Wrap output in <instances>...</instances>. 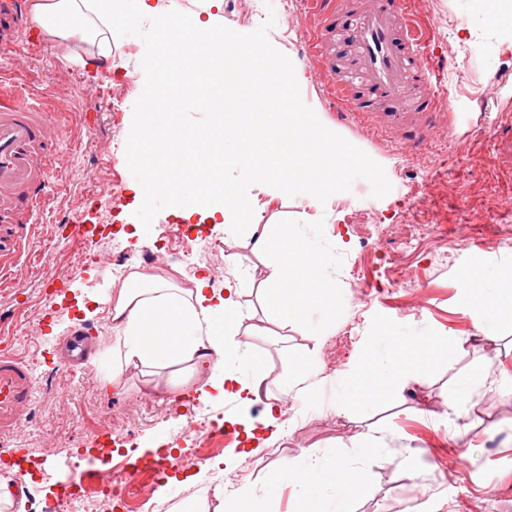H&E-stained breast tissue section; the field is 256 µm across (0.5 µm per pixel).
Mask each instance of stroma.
<instances>
[{
  "label": "stroma",
  "instance_id": "35a3bbf8",
  "mask_svg": "<svg viewBox=\"0 0 512 512\" xmlns=\"http://www.w3.org/2000/svg\"><path fill=\"white\" fill-rule=\"evenodd\" d=\"M412 2L416 19L429 31L424 57L447 64L435 89L454 107L419 147L381 137L365 120L337 118L332 81L307 51L306 39L318 22L305 0H245L220 13L230 44L251 45L271 56L274 66L303 71V81L289 87V96L359 157L381 165L376 176L350 174L338 190L320 197L274 196L269 186L240 184L241 194L255 202L260 223L318 225L334 250L333 276L345 300L317 335L296 326L283 336L253 340L266 381L287 378L291 364L310 356L318 365L314 382L326 388L353 375L383 328L422 331L447 347L443 356L425 360L418 381L399 384L391 397L348 415L328 405L311 409L304 392L288 390L295 410L289 431L252 454L244 453V436L236 434L231 448L219 452L220 471L201 462L183 469L179 457L187 449L188 417L205 407L226 420L258 418L267 389L244 407L231 395L210 401L196 394L176 404L146 395L135 379L118 391L102 384L111 359L99 299L112 280V245L139 256L169 222L155 201L137 202L129 188L152 151L148 139H132L134 115L153 87L152 19H141L137 32L116 34L111 58L95 63L85 46L69 51L40 40L35 31L0 54V93H19L37 104L60 138L59 159L44 190L46 206L19 267L0 284V343L11 340L39 385L27 419L0 438V468L12 466L10 448L45 455L33 479L44 496H53L50 474L56 465L89 447L99 433L117 436L134 423L141 429V448L164 444L172 450L168 483L139 512H218L213 490L223 485L225 471L242 472L241 487L258 494L269 472L305 453H337L362 465L373 492L353 501L352 512H512V316L484 324L454 265L419 235L422 225L434 224L451 239L467 224L472 265L512 259V53L499 51L473 0ZM461 24L470 28L468 40L455 36ZM116 71L132 76V90L113 82ZM93 95L104 96L106 106L90 107ZM116 182L126 187L118 201L110 196ZM489 211L500 214L499 223H484ZM72 223L92 230L83 248L72 243ZM188 225L222 243L217 265L243 276L264 260L243 227L194 218ZM414 270L420 271L421 284L390 285V278ZM362 289L370 302L354 304ZM48 306L49 318L43 315ZM86 325L92 328L96 362L86 369H50V352L59 340ZM347 331L353 339L345 346L341 338ZM486 367L494 368L500 393L488 396L470 388L463 397L468 415L455 419L448 401L464 378ZM369 434L378 437L380 451L366 460L360 447Z\"/></svg>",
  "mask_w": 512,
  "mask_h": 512
}]
</instances>
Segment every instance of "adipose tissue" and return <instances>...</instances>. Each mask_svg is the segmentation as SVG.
Returning <instances> with one entry per match:
<instances>
[{"instance_id": "ef3b65f1", "label": "adipose tissue", "mask_w": 512, "mask_h": 512, "mask_svg": "<svg viewBox=\"0 0 512 512\" xmlns=\"http://www.w3.org/2000/svg\"><path fill=\"white\" fill-rule=\"evenodd\" d=\"M30 10L47 40L65 47L84 43L103 58L112 54L113 31L130 28L145 17L156 18L162 37L152 67L161 95L170 99L181 94L175 75L189 68L209 71L212 63L224 58V25L213 15L204 19L197 13L166 14L152 0H31ZM267 88L263 111L212 113L211 129L203 134L178 129L172 114L154 104L137 118L138 132L167 128L159 147H166L169 133L174 132L185 152L210 143L216 130L230 134L223 175L183 188L170 212L184 218L195 213L224 219L232 215L246 223L255 248L270 256L259 279L264 316L243 311L240 285L229 284L216 293L202 279L182 286L162 269L132 270L106 294V320L112 333L107 386L119 390L137 376L148 389L166 392L201 379L216 396L231 393L247 405L259 390L263 371L262 361L249 348V338L266 335L271 323L282 328L304 325L311 301L321 309L323 322L334 320L342 299L330 275L333 252L323 245L314 225L292 224L277 234L271 225L258 223L249 200L239 193L238 181L270 182L286 193H315L339 188L352 164L346 147L286 96L284 83L271 82ZM260 145L271 152L267 161L254 158ZM464 283L485 320L505 310L512 312L511 268L477 266L465 274ZM440 350L437 338L426 333L380 332L374 352L354 376L337 385V412L350 413L371 404L372 386L379 379H414L424 357ZM285 489L293 500L292 512H343L344 497L355 499L370 491L359 465L337 455L304 454L271 473L262 494L239 490L228 495L219 488L215 495L223 512H279Z\"/></svg>"}]
</instances>
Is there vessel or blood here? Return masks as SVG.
I'll list each match as a JSON object with an SVG mask.
<instances>
[{
  "instance_id": "vessel-or-blood-1",
  "label": "vessel or blood",
  "mask_w": 512,
  "mask_h": 512,
  "mask_svg": "<svg viewBox=\"0 0 512 512\" xmlns=\"http://www.w3.org/2000/svg\"><path fill=\"white\" fill-rule=\"evenodd\" d=\"M321 22L307 40L321 71L336 84L338 112L366 119L414 146L430 137L442 108L438 97L416 93L439 69L420 54L422 35L408 0H309ZM25 13L24 0H0V47L9 44ZM58 154L47 114L25 100L0 94V276L21 257ZM84 336L66 337L60 363L85 362ZM36 393L30 365L0 353V436L19 427Z\"/></svg>"
}]
</instances>
